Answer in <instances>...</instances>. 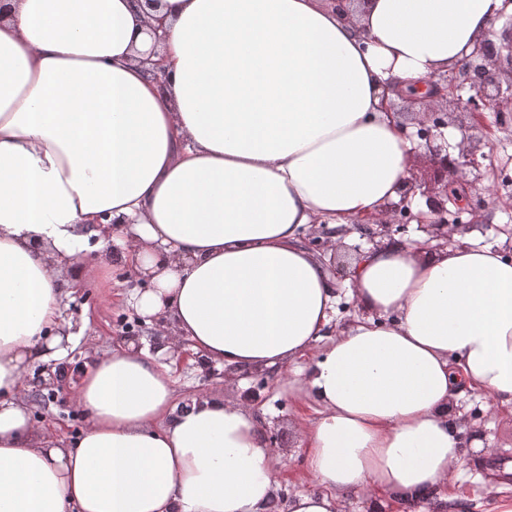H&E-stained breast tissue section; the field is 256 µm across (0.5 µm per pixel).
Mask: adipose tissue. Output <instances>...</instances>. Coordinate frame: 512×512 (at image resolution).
<instances>
[{
	"label": "adipose tissue",
	"instance_id": "obj_1",
	"mask_svg": "<svg viewBox=\"0 0 512 512\" xmlns=\"http://www.w3.org/2000/svg\"><path fill=\"white\" fill-rule=\"evenodd\" d=\"M0 17V512H267L279 470L249 410H178L164 351L94 357L68 447L31 420L28 379L75 339L63 265L143 287L127 303L214 364L310 357L303 439L328 487L287 512H339L371 488L442 512L464 443L452 406L512 408V259L465 240H395L351 267L366 310L327 337L335 284L313 224L379 217L414 145L382 98L470 56L503 0H159L155 64L140 0H5Z\"/></svg>",
	"mask_w": 512,
	"mask_h": 512
}]
</instances>
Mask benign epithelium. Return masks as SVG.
Returning a JSON list of instances; mask_svg holds the SVG:
<instances>
[{
    "label": "benign epithelium",
    "mask_w": 512,
    "mask_h": 512,
    "mask_svg": "<svg viewBox=\"0 0 512 512\" xmlns=\"http://www.w3.org/2000/svg\"><path fill=\"white\" fill-rule=\"evenodd\" d=\"M501 17L508 20L502 32L491 30L490 35H500V43L494 45V50L487 51L488 39L480 40L472 55L465 59L457 68L439 74L429 80V93L420 96L416 93L397 92L401 99L417 105L429 116L428 122L418 124L416 135L425 141L429 152V163L438 177V187L426 191L428 212H419L412 216L419 228L429 235V240L436 242V247L448 246V204L462 207L474 215L486 205L485 195L489 189H484V195L474 198L459 190V186H469V174L480 167L478 158L486 157L482 152L485 143L482 139L466 133L469 126L458 125L462 133L459 143V156L453 158L448 153V146L438 142L443 136L442 129L448 127V112H456L471 118L494 107L500 114L512 112V13L504 12ZM468 95H463L464 90ZM416 185L407 181L405 190L399 201L385 207L384 219H367L369 224H380L385 229L390 225L401 223L410 214L409 196L415 193ZM45 366L36 369L35 382L39 387L48 390V396L57 397L65 390L66 376L62 372L51 376V382L43 379Z\"/></svg>",
    "instance_id": "benign-epithelium-1"
}]
</instances>
